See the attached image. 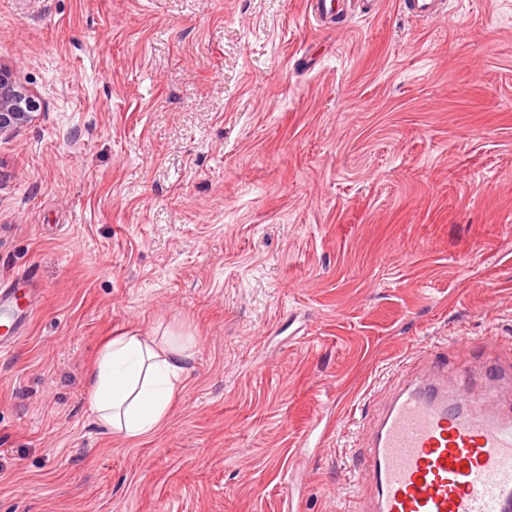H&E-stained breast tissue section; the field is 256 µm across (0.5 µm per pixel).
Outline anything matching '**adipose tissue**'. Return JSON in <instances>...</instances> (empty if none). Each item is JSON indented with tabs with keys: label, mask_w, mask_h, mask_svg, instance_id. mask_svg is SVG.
<instances>
[{
	"label": "adipose tissue",
	"mask_w": 512,
	"mask_h": 512,
	"mask_svg": "<svg viewBox=\"0 0 512 512\" xmlns=\"http://www.w3.org/2000/svg\"><path fill=\"white\" fill-rule=\"evenodd\" d=\"M194 348L190 339L162 343L137 331L107 337L84 386L85 401L100 426L132 442L160 430Z\"/></svg>",
	"instance_id": "ef3b65f1"
}]
</instances>
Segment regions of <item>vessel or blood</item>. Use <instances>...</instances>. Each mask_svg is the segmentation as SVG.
<instances>
[{
	"instance_id": "vessel-or-blood-1",
	"label": "vessel or blood",
	"mask_w": 512,
	"mask_h": 512,
	"mask_svg": "<svg viewBox=\"0 0 512 512\" xmlns=\"http://www.w3.org/2000/svg\"><path fill=\"white\" fill-rule=\"evenodd\" d=\"M365 447L371 512H512V416L494 389L479 412L449 400L440 360L401 383Z\"/></svg>"
}]
</instances>
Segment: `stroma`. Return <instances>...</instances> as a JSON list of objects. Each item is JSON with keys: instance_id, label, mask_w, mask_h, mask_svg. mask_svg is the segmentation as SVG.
I'll return each mask as SVG.
<instances>
[{"instance_id": "1", "label": "stroma", "mask_w": 512, "mask_h": 512, "mask_svg": "<svg viewBox=\"0 0 512 512\" xmlns=\"http://www.w3.org/2000/svg\"><path fill=\"white\" fill-rule=\"evenodd\" d=\"M0 65V512H364L411 365L512 364V0H0ZM125 330L196 343L138 442L84 401ZM38 109V101L19 84L13 71L0 65V137L16 133Z\"/></svg>"}]
</instances>
